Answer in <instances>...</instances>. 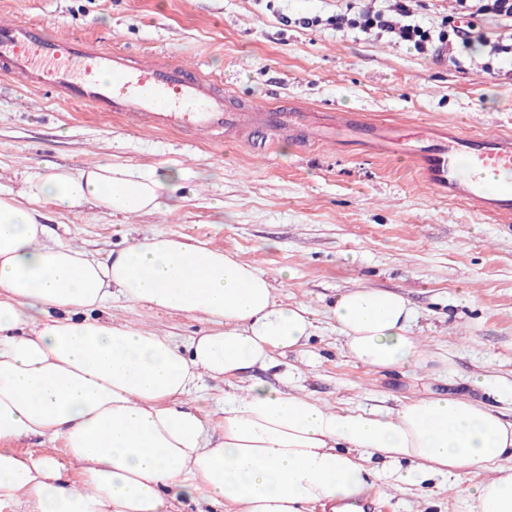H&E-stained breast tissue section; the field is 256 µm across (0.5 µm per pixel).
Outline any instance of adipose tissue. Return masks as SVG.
Instances as JSON below:
<instances>
[{"label":"adipose tissue","instance_id":"adipose-tissue-1","mask_svg":"<svg viewBox=\"0 0 512 512\" xmlns=\"http://www.w3.org/2000/svg\"><path fill=\"white\" fill-rule=\"evenodd\" d=\"M164 183L97 164L52 168L20 197L0 196V512H170L177 497L196 512H312L369 496L374 456L393 466L394 490L448 476L474 512H512V423L473 398L336 411L303 389L254 382L226 394L218 413L193 405L208 381L278 367L277 353L301 350L314 319L223 250L159 234L102 257L49 229L53 214L88 203L111 216L169 209ZM116 298L212 329L180 343L113 317ZM332 316L369 368L424 355L418 314L399 294L358 287ZM28 437L62 441L66 463L8 449ZM485 470L491 479L471 482Z\"/></svg>","mask_w":512,"mask_h":512}]
</instances>
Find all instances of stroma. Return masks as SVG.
<instances>
[{"instance_id": "stroma-1", "label": "stroma", "mask_w": 512, "mask_h": 512, "mask_svg": "<svg viewBox=\"0 0 512 512\" xmlns=\"http://www.w3.org/2000/svg\"><path fill=\"white\" fill-rule=\"evenodd\" d=\"M394 0H0V15L90 36L129 55L176 60L222 79L233 102H295L305 110L361 112L399 127L387 153L348 145L347 133L306 152L293 136L255 151L239 140L140 130L121 119L0 78V193L18 194L48 167L136 166L177 180L175 207L131 216V236L163 233L221 248L274 278L279 300L307 304L315 330L282 368L336 409L395 410L458 393L512 421V223L500 224L429 192L410 165L417 127L512 132V68L483 42L452 57L419 55L388 35L336 30L329 16L389 8ZM117 217L93 205L55 217L62 241L120 248ZM288 271L280 279V271ZM366 285L397 292L417 310L420 364L375 371L336 333L339 294ZM113 314L182 339L201 318L118 301ZM483 389L471 386L475 378ZM383 512H470L454 480L397 493L377 478Z\"/></svg>"}]
</instances>
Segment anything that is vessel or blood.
Masks as SVG:
<instances>
[{
  "mask_svg": "<svg viewBox=\"0 0 512 512\" xmlns=\"http://www.w3.org/2000/svg\"><path fill=\"white\" fill-rule=\"evenodd\" d=\"M0 74L153 130H225L263 146L287 127L301 148L339 128L353 130L365 144L385 136L384 126L359 112L319 120L302 108L279 104H258L249 111L229 104L223 85L190 65L135 60L93 38L58 36L47 26L18 20L0 19ZM409 158L436 193L499 223H512L511 133L428 131Z\"/></svg>",
  "mask_w": 512,
  "mask_h": 512,
  "instance_id": "1",
  "label": "vessel or blood"
}]
</instances>
